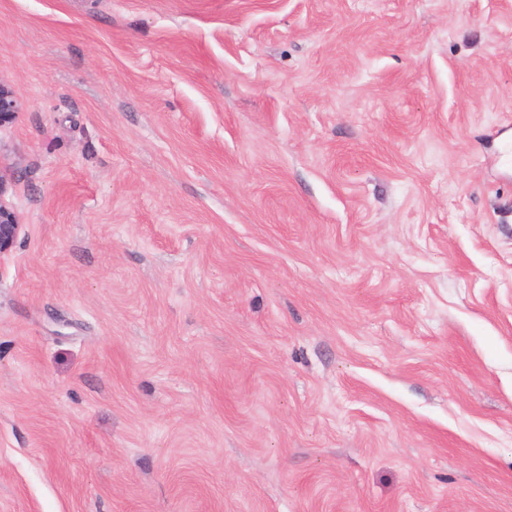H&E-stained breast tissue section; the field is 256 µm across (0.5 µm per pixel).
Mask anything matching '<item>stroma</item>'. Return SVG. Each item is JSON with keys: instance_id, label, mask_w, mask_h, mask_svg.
<instances>
[{"instance_id": "obj_1", "label": "stroma", "mask_w": 512, "mask_h": 512, "mask_svg": "<svg viewBox=\"0 0 512 512\" xmlns=\"http://www.w3.org/2000/svg\"><path fill=\"white\" fill-rule=\"evenodd\" d=\"M0 512H512V0H0ZM20 112V102L15 92L0 84V126L14 122ZM9 188L6 177L0 174V257L11 252L23 230L16 212L5 200Z\"/></svg>"}]
</instances>
